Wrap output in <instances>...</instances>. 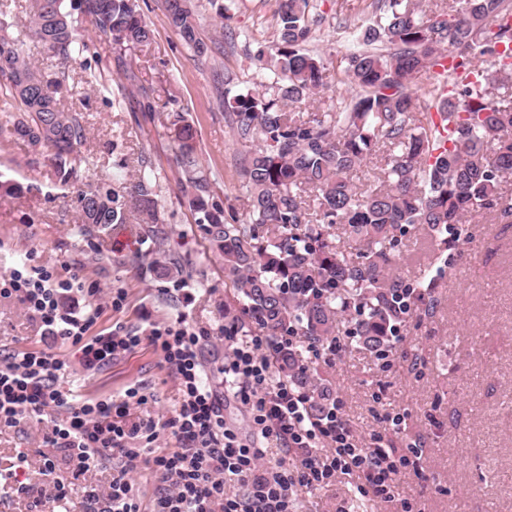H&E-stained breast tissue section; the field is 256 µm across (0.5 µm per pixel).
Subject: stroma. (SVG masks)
<instances>
[{
  "label": "stroma",
  "instance_id": "obj_1",
  "mask_svg": "<svg viewBox=\"0 0 512 512\" xmlns=\"http://www.w3.org/2000/svg\"><path fill=\"white\" fill-rule=\"evenodd\" d=\"M201 19L200 33L212 45L204 64H195L180 36L169 26L164 0H139L154 36L149 48L127 51L125 61L148 98L112 104V79L95 87L79 84L63 101L83 112L86 142L81 148L80 178L62 184L47 160L31 162L26 145L0 134V177L20 183L16 197L0 199V277L19 263L68 268L97 288V296H79L91 309L110 289L127 293L123 308L106 310L99 328L120 323L146 329L155 322L183 320L207 335L200 350L204 376L216 393L224 391L220 368L227 349L224 326L237 315L226 291L220 257L212 252L201 225L184 203L176 164L170 115L185 113L196 130L199 164L211 183L212 199L244 217L237 157L251 151L238 141L224 119L219 94L225 81L243 87L253 81V57L274 38L275 0H246L230 12L223 33H215L217 7L192 0ZM322 21L309 48L327 66L324 98L345 92L347 57L356 29L367 20L357 0H313ZM147 155L159 176V204L165 214V242L147 238L140 224H113L93 238L81 233L77 197L101 181L119 185L139 169ZM176 259L179 278L158 275L151 267L158 250ZM183 282L186 292L173 291ZM334 357L303 352L304 364L328 379L350 425L362 438L384 431L386 414L404 418L391 440L396 448L419 444L418 472L398 479L400 498L418 512H512V218L498 224L476 219L467 226L454 266L438 291L433 317L412 310L393 339L389 356L358 348L340 323ZM25 349H45L67 358L71 370L63 389L77 398L122 396L132 384L146 386L148 401L138 416L164 423L178 405L173 374L160 351L142 344L97 372L85 371L74 349L41 337L17 299H0V358ZM45 426L28 417L0 429V512H57L51 498L53 478L42 471L43 452L57 463L56 474L72 468L59 449H45ZM22 480L43 495L41 505L18 493ZM352 485L340 475L328 487L298 491V512H336L351 500Z\"/></svg>",
  "mask_w": 512,
  "mask_h": 512
}]
</instances>
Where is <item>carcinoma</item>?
Listing matches in <instances>:
<instances>
[{"label":"carcinoma","instance_id":"cac0c4a2","mask_svg":"<svg viewBox=\"0 0 512 512\" xmlns=\"http://www.w3.org/2000/svg\"><path fill=\"white\" fill-rule=\"evenodd\" d=\"M22 1L28 26L20 36L14 27ZM276 2V38L254 55V82L224 87V119L239 141L255 144L235 162L248 220L231 222L210 201L195 131L180 114L178 163L194 189L189 207L222 257L224 283L240 307L232 324L274 340L272 368L294 390L312 395L310 415L319 418L334 402L331 384L275 340L299 336L318 346L347 316V335L386 355L412 307L433 315L463 224L484 211L512 215V198L501 188L512 178V103L496 94L512 76V0H439L427 7L420 0H371L372 18L348 57V95L308 114L291 105L327 87L324 60L306 49L320 18L310 0ZM75 10L119 53L153 40L137 0H0V132L18 136L34 156L46 155L65 183L77 174L86 140L83 114L57 98L70 78L66 64L88 51ZM165 11L193 61L205 59L208 45L189 0H165ZM28 39L56 60L54 71L31 60ZM446 58L452 75L489 67L476 85L452 82L435 120L419 111L413 83ZM123 76L112 90L118 106L136 86L131 70ZM139 164L137 177L121 189L103 183L79 194L84 236L126 223L128 196L146 234L163 240L158 176L145 155ZM337 224L344 225L341 236L331 232ZM416 224L437 248L406 279L392 273L393 250L405 227Z\"/></svg>","mask_w":512,"mask_h":512}]
</instances>
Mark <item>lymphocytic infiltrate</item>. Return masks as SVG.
<instances>
[{
    "label": "lymphocytic infiltrate",
    "mask_w": 512,
    "mask_h": 512,
    "mask_svg": "<svg viewBox=\"0 0 512 512\" xmlns=\"http://www.w3.org/2000/svg\"><path fill=\"white\" fill-rule=\"evenodd\" d=\"M84 291L79 275L44 266L22 264L0 279V297L16 298L42 335L68 343L85 370H100L148 343L173 370L180 392L168 421L178 446L159 452L154 419L131 414L132 407L147 402L140 386L128 387L118 399L79 400L57 385L69 371L57 355L26 350L0 360V428L48 415L44 440L76 461V473L111 467L105 494L89 495V512H297L299 488L328 486L339 473L358 477L360 495L396 501L401 512H411L410 503L398 498L395 477L417 466L421 448L397 454L380 434L362 445L339 400L328 415L312 418L309 396L275 379L264 337H230L232 353L224 359L226 390L249 410L245 436L226 424L221 403L204 380L202 335L166 323L142 333L119 324L96 330L101 310L76 309L75 297ZM272 446L279 459H269ZM142 464L160 483L148 502L128 479ZM230 482L239 483L243 495H228Z\"/></svg>",
    "instance_id": "lymphocytic-infiltrate-1"
}]
</instances>
